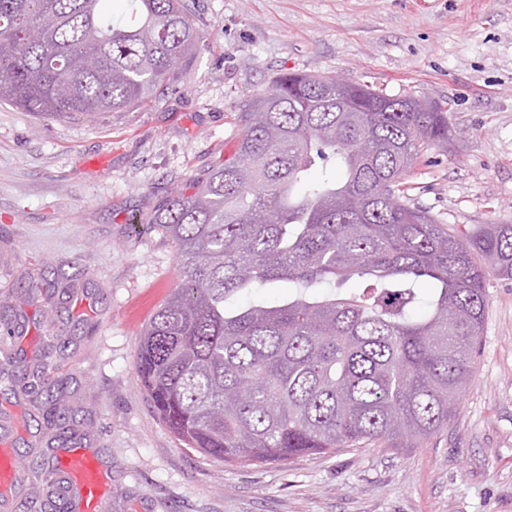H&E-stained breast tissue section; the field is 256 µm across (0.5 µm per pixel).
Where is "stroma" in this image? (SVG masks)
Listing matches in <instances>:
<instances>
[{"mask_svg":"<svg viewBox=\"0 0 512 512\" xmlns=\"http://www.w3.org/2000/svg\"><path fill=\"white\" fill-rule=\"evenodd\" d=\"M202 33L173 90L97 119L0 102V319L21 376L48 361L69 413L50 425L0 382V457L88 448L111 512H512V279L490 276L472 379L416 448L365 446L261 466L189 452L136 370L140 331L180 281L151 216L233 154L238 115L284 71L439 103L448 147L408 175V204L470 233L512 224V0H185ZM49 487L0 489L26 512Z\"/></svg>","mask_w":512,"mask_h":512,"instance_id":"1","label":"stroma"}]
</instances>
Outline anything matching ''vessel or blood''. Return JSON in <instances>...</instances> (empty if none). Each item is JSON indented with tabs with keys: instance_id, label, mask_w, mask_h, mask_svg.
I'll use <instances>...</instances> for the list:
<instances>
[{
	"instance_id": "vessel-or-blood-1",
	"label": "vessel or blood",
	"mask_w": 512,
	"mask_h": 512,
	"mask_svg": "<svg viewBox=\"0 0 512 512\" xmlns=\"http://www.w3.org/2000/svg\"><path fill=\"white\" fill-rule=\"evenodd\" d=\"M87 449L76 448L57 457L45 471L46 478H54L57 471L66 472L71 480L70 493L73 512H108L110 501L105 495L107 471L104 466H91Z\"/></svg>"
}]
</instances>
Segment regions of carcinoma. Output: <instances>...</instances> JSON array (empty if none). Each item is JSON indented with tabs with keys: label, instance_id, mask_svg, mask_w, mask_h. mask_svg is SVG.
Instances as JSON below:
<instances>
[{
	"label": "carcinoma",
	"instance_id": "obj_1",
	"mask_svg": "<svg viewBox=\"0 0 512 512\" xmlns=\"http://www.w3.org/2000/svg\"><path fill=\"white\" fill-rule=\"evenodd\" d=\"M106 2L0 0V100L93 119L169 90L201 38L183 0H128L129 23ZM412 101L283 73L239 114L234 153L153 217L183 278L141 331L137 369L186 449L260 466L359 444L413 448L457 415L487 275L512 277V224L464 235L402 201L417 160L449 139L442 107L413 112ZM280 280L302 291L228 307ZM38 387L44 419L66 420L53 380L38 375Z\"/></svg>",
	"mask_w": 512,
	"mask_h": 512
}]
</instances>
